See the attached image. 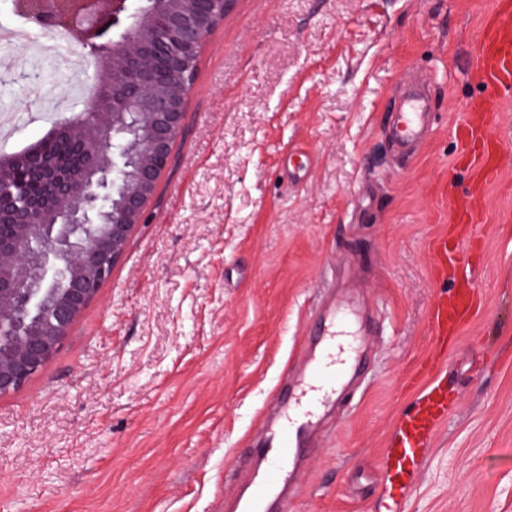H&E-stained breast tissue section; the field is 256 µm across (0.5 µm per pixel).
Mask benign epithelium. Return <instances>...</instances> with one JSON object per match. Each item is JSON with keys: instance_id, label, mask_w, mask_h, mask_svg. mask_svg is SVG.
Segmentation results:
<instances>
[{"instance_id": "obj_1", "label": "benign epithelium", "mask_w": 512, "mask_h": 512, "mask_svg": "<svg viewBox=\"0 0 512 512\" xmlns=\"http://www.w3.org/2000/svg\"><path fill=\"white\" fill-rule=\"evenodd\" d=\"M237 0H15L34 24L69 29L85 48H110L101 78L112 107L90 129L68 128L104 160L99 187L49 164L36 171L49 198L23 187L0 193V396L19 390L59 350L70 327L99 295L144 217L181 136L198 60L212 31ZM140 124H127L123 100ZM65 215L64 223L52 220ZM32 318L28 336L3 346L14 322Z\"/></svg>"}]
</instances>
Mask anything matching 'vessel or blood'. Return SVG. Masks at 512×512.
<instances>
[{
    "label": "vessel or blood",
    "instance_id": "obj_1",
    "mask_svg": "<svg viewBox=\"0 0 512 512\" xmlns=\"http://www.w3.org/2000/svg\"><path fill=\"white\" fill-rule=\"evenodd\" d=\"M474 55L480 83L498 89L502 97H511L512 0H498L494 14L482 25ZM430 117L428 96L419 91L407 93L394 114L392 136L397 147L412 153ZM496 119V114L480 102L458 127L463 156L473 177L481 183L495 181L499 175L487 149ZM474 299V291L466 288L435 302L432 321L437 338L447 337L449 329L470 311ZM357 323L354 309L346 303L324 316L318 329V351L308 368L290 381L280 396V412L268 424L264 444L248 449L235 464L241 484L231 512H272L273 507L287 506L286 493L312 450V434L321 416L338 401L345 381L362 374L360 360L351 354L348 341ZM412 383L418 389L414 402L400 413L393 446L383 455L389 512H403L405 491L415 482L438 426L448 417V389L435 375L432 362L419 365Z\"/></svg>",
    "mask_w": 512,
    "mask_h": 512
}]
</instances>
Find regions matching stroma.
Returning <instances> with one entry per match:
<instances>
[{
  "mask_svg": "<svg viewBox=\"0 0 512 512\" xmlns=\"http://www.w3.org/2000/svg\"><path fill=\"white\" fill-rule=\"evenodd\" d=\"M495 0H237L197 65L185 126L124 255L55 357L0 397V512H226L337 288L371 321L366 379L306 460L288 512H385L382 456L409 379L434 358L453 408L404 512H512V107L500 174L477 186L456 128L484 98L472 47ZM0 45L15 154L76 122L95 59ZM41 69L45 99L26 82ZM436 119L410 159L388 112L406 74ZM470 194L473 206L454 215ZM458 240L479 301L437 350L431 310L459 288L433 246Z\"/></svg>",
  "mask_w": 512,
  "mask_h": 512,
  "instance_id": "stroma-1",
  "label": "stroma"
}]
</instances>
